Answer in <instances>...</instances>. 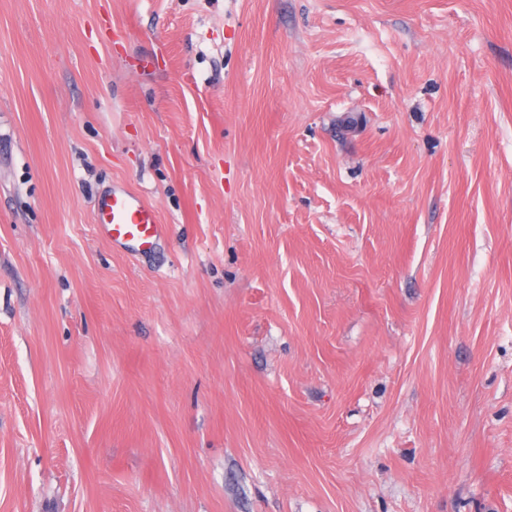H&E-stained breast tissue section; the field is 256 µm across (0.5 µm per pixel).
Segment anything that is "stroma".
<instances>
[{"label":"stroma","mask_w":512,"mask_h":512,"mask_svg":"<svg viewBox=\"0 0 512 512\" xmlns=\"http://www.w3.org/2000/svg\"><path fill=\"white\" fill-rule=\"evenodd\" d=\"M0 512H512V0H0ZM93 209L97 235L135 253L153 251L167 231L157 207L122 187L101 193Z\"/></svg>","instance_id":"35a3bbf8"}]
</instances>
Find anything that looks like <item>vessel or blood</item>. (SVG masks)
I'll return each mask as SVG.
<instances>
[{
  "label": "vessel or blood",
  "instance_id": "1",
  "mask_svg": "<svg viewBox=\"0 0 512 512\" xmlns=\"http://www.w3.org/2000/svg\"><path fill=\"white\" fill-rule=\"evenodd\" d=\"M93 209L97 235L135 253L153 251L167 231L157 207L121 187L101 193Z\"/></svg>",
  "mask_w": 512,
  "mask_h": 512
}]
</instances>
